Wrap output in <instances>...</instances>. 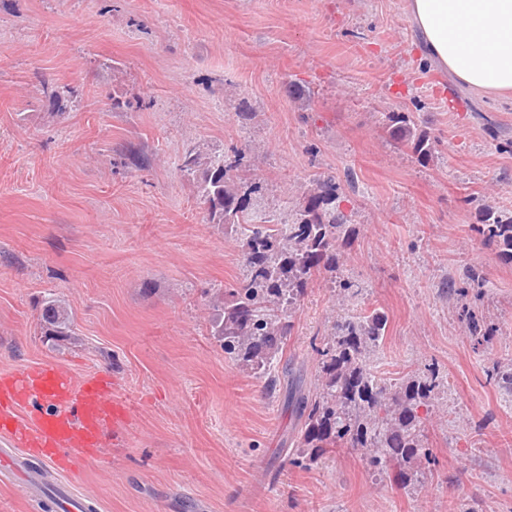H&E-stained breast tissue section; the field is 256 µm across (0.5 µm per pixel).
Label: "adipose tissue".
Masks as SVG:
<instances>
[{"label": "adipose tissue", "mask_w": 512, "mask_h": 512, "mask_svg": "<svg viewBox=\"0 0 512 512\" xmlns=\"http://www.w3.org/2000/svg\"><path fill=\"white\" fill-rule=\"evenodd\" d=\"M429 63L484 95L512 94V0H407Z\"/></svg>", "instance_id": "obj_1"}]
</instances>
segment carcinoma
<instances>
[{"label": "carcinoma", "instance_id": "cac0c4a2", "mask_svg": "<svg viewBox=\"0 0 512 512\" xmlns=\"http://www.w3.org/2000/svg\"><path fill=\"white\" fill-rule=\"evenodd\" d=\"M388 120L392 134L414 152L423 157L431 153L433 142L424 134L415 136L406 113L394 112ZM242 160V153L233 149L206 163L203 151L193 148L181 164V171L197 177V193L212 222L240 234L248 269L242 286L222 295L223 316L212 335L230 359L265 378L269 392L283 390L284 407L301 425L300 457L294 464H317L345 445L360 451L369 469L407 484L408 470L430 456L417 409L438 383L431 372L394 389L367 366V353L385 335L384 316L349 317L334 325L330 338L315 348L314 387L307 389L296 379L283 384L275 375L282 344L294 330L293 313L315 277L339 268V247L350 235L348 217L336 209V178L323 175L313 181L292 223L280 228L256 225L250 223L248 199L257 185L242 174ZM478 231L512 262V214L487 205ZM467 280L466 286H448V293L465 298L473 289L474 298L481 300L480 274L473 271ZM40 325L46 336L72 335L68 312L52 300L42 307ZM488 376L499 389L512 393V366H494Z\"/></svg>", "mask_w": 512, "mask_h": 512}]
</instances>
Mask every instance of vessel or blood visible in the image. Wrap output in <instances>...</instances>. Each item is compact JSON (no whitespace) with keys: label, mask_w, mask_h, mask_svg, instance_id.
I'll return each instance as SVG.
<instances>
[{"label":"vessel or blood","mask_w":512,"mask_h":512,"mask_svg":"<svg viewBox=\"0 0 512 512\" xmlns=\"http://www.w3.org/2000/svg\"><path fill=\"white\" fill-rule=\"evenodd\" d=\"M39 405V412L22 415V406ZM129 403L104 375L77 378L70 366L42 362L0 374V466L11 463L27 494L40 483L28 468L35 460L63 475H71L85 455L94 453L111 430L113 445L125 438Z\"/></svg>","instance_id":"1"}]
</instances>
